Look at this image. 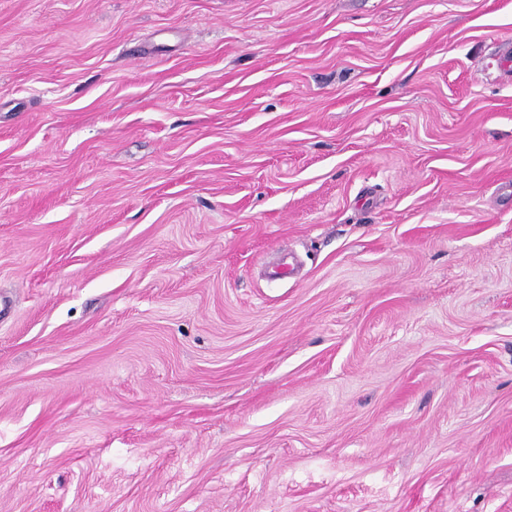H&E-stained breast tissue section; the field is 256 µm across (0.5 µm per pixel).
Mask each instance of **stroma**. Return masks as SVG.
I'll return each instance as SVG.
<instances>
[{"label":"stroma","instance_id":"35a3bbf8","mask_svg":"<svg viewBox=\"0 0 512 512\" xmlns=\"http://www.w3.org/2000/svg\"><path fill=\"white\" fill-rule=\"evenodd\" d=\"M509 40L0 0V512H512Z\"/></svg>","mask_w":512,"mask_h":512}]
</instances>
